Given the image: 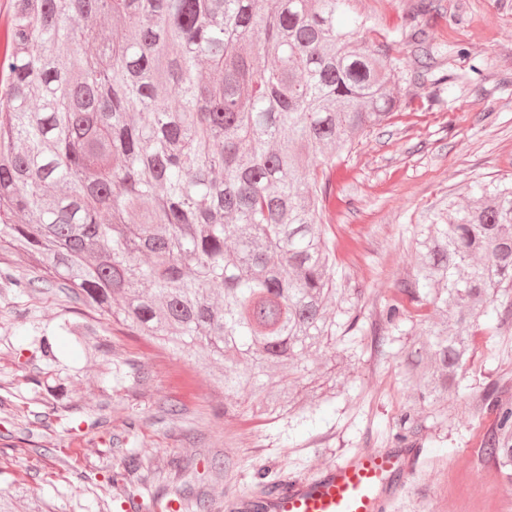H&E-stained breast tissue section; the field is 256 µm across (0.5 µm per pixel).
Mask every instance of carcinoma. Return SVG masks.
<instances>
[{
	"mask_svg": "<svg viewBox=\"0 0 512 512\" xmlns=\"http://www.w3.org/2000/svg\"><path fill=\"white\" fill-rule=\"evenodd\" d=\"M347 0H14L0 29V279L56 284L109 326L225 359L224 392L301 409L309 356L355 324L325 212L336 154L407 106L397 63L344 29ZM415 278L377 347L403 361L404 444L456 393L493 297L512 327V185L413 230ZM36 261L12 273L11 257ZM409 299L433 315L410 310ZM89 346L88 326H66ZM478 453L512 473V405ZM285 481L258 480L264 502Z\"/></svg>",
	"mask_w": 512,
	"mask_h": 512,
	"instance_id": "cac0c4a2",
	"label": "carcinoma"
}]
</instances>
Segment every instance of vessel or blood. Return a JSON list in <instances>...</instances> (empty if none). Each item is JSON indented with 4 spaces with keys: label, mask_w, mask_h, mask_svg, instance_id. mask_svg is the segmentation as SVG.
<instances>
[{
    "label": "vessel or blood",
    "mask_w": 512,
    "mask_h": 512,
    "mask_svg": "<svg viewBox=\"0 0 512 512\" xmlns=\"http://www.w3.org/2000/svg\"><path fill=\"white\" fill-rule=\"evenodd\" d=\"M409 455L362 452L319 477L289 484L268 512H384L412 470Z\"/></svg>",
    "instance_id": "b4317fda"
}]
</instances>
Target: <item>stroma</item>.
Returning a JSON list of instances; mask_svg holds the SVG:
<instances>
[{"label":"stroma","mask_w":512,"mask_h":512,"mask_svg":"<svg viewBox=\"0 0 512 512\" xmlns=\"http://www.w3.org/2000/svg\"><path fill=\"white\" fill-rule=\"evenodd\" d=\"M426 36L408 19L420 0H351L369 17L360 36L396 59L409 106L358 135L336 159L327 211L336 270L358 297L354 346L324 353L338 394L305 417L235 416L219 367L161 351L147 336L107 328L66 291L18 292L0 281V503L8 512H239L260 473L305 481L363 451L395 450L408 400L398 346L374 349L379 311L412 278L414 225L481 185L512 182V0H434ZM427 55L428 68L418 58ZM92 330L74 346L68 323ZM48 336L55 356H42ZM456 395L410 438L417 458L388 512H512V476L478 461L494 416L481 396L512 400V335L478 336ZM64 383L58 409L37 380ZM135 429H128V422ZM138 458L124 490L108 474Z\"/></svg>","instance_id":"stroma-1"}]
</instances>
